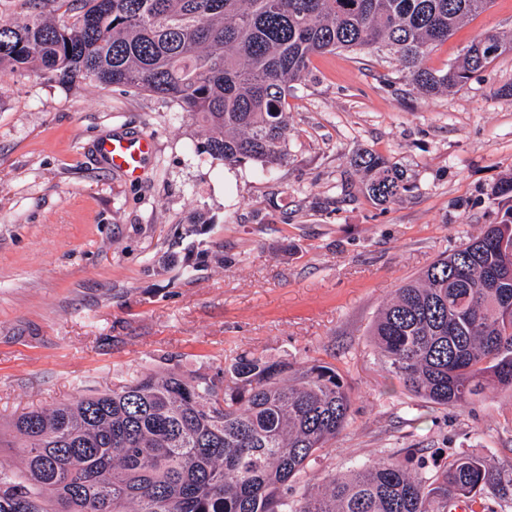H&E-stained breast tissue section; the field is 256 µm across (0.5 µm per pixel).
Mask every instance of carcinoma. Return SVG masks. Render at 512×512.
<instances>
[{"instance_id": "cac0c4a2", "label": "carcinoma", "mask_w": 512, "mask_h": 512, "mask_svg": "<svg viewBox=\"0 0 512 512\" xmlns=\"http://www.w3.org/2000/svg\"><path fill=\"white\" fill-rule=\"evenodd\" d=\"M0 17V77L52 73L178 103L210 135L202 152L227 163L288 161L286 97L318 54L386 52L404 79L435 95L498 55L488 31L447 70L428 55L490 0H25ZM73 12L57 26L49 14ZM351 166L380 204L404 172L370 151ZM378 359L409 390L458 407L512 387V209L482 236L395 291L371 331ZM351 396L336 368L242 352L220 377L135 375L102 393L32 410L13 423L20 472L0 473V512H493L486 486L508 495L481 458L435 474L394 461L357 463L321 490L295 486L306 462L344 429Z\"/></svg>"}]
</instances>
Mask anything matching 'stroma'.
I'll return each mask as SVG.
<instances>
[{"label": "stroma", "mask_w": 512, "mask_h": 512, "mask_svg": "<svg viewBox=\"0 0 512 512\" xmlns=\"http://www.w3.org/2000/svg\"><path fill=\"white\" fill-rule=\"evenodd\" d=\"M487 31L512 33V0L465 21L428 67ZM510 86L512 46L438 95L387 54H322L288 91V160L268 172L200 152L206 129L154 94L0 78V437L133 373L213 376L246 350L330 363L351 391L345 429L298 485L357 460L433 472L460 455L511 480L512 389L436 405L385 370L369 336L397 288L512 209L494 194L512 179ZM140 132L155 152L130 181L96 144ZM362 151L404 169L407 191L384 205L342 193Z\"/></svg>", "instance_id": "35a3bbf8"}]
</instances>
